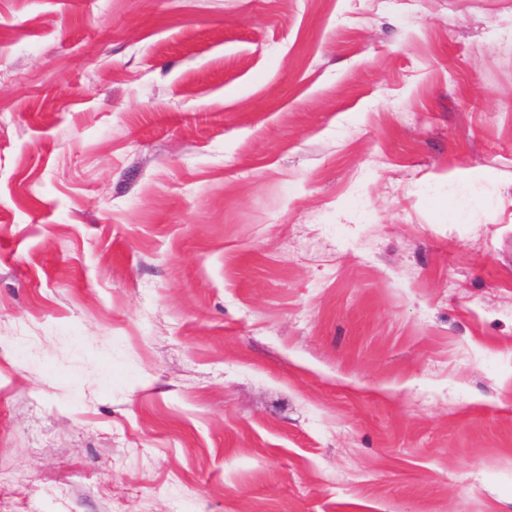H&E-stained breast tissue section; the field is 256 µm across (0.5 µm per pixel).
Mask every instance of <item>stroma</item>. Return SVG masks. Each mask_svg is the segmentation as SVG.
Instances as JSON below:
<instances>
[{
  "label": "stroma",
  "mask_w": 512,
  "mask_h": 512,
  "mask_svg": "<svg viewBox=\"0 0 512 512\" xmlns=\"http://www.w3.org/2000/svg\"><path fill=\"white\" fill-rule=\"evenodd\" d=\"M0 512H512V0H0Z\"/></svg>",
  "instance_id": "obj_1"
}]
</instances>
